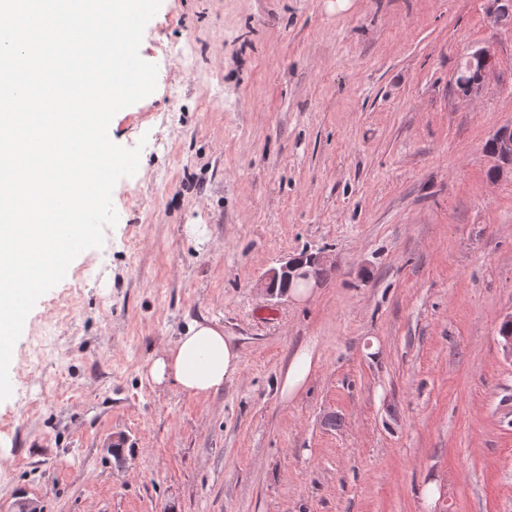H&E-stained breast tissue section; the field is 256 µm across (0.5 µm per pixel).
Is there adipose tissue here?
<instances>
[{"mask_svg": "<svg viewBox=\"0 0 512 512\" xmlns=\"http://www.w3.org/2000/svg\"><path fill=\"white\" fill-rule=\"evenodd\" d=\"M317 367L312 350L297 351L277 380L281 401L296 398ZM242 368L239 349L224 335L217 320H191L177 339L152 355L146 379L156 387L175 386L191 397L204 398L223 389Z\"/></svg>", "mask_w": 512, "mask_h": 512, "instance_id": "ef3b65f1", "label": "adipose tissue"}]
</instances>
